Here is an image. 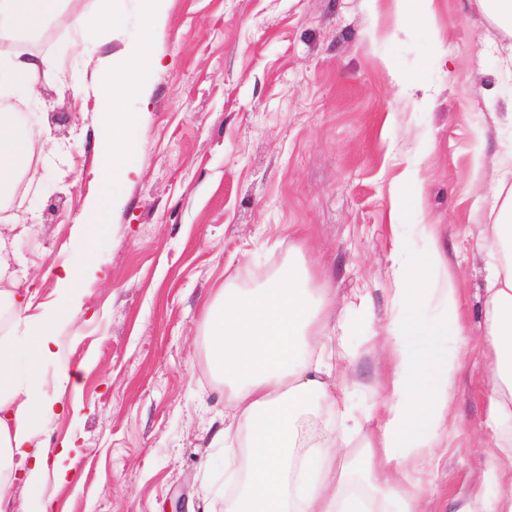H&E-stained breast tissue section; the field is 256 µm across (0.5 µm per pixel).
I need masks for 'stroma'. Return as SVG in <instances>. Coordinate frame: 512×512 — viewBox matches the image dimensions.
I'll return each instance as SVG.
<instances>
[{
  "instance_id": "stroma-1",
  "label": "stroma",
  "mask_w": 512,
  "mask_h": 512,
  "mask_svg": "<svg viewBox=\"0 0 512 512\" xmlns=\"http://www.w3.org/2000/svg\"><path fill=\"white\" fill-rule=\"evenodd\" d=\"M124 8L122 24L87 32L93 54L74 55V33L55 22L20 43L60 71L39 76L38 98L22 105L34 165L0 210V339L18 334L20 304L37 321L66 305L63 267L98 273L55 324L57 358L35 369L37 387L65 410L34 422L47 474L11 481L14 512L47 499L51 512H168L181 497L192 512H224L198 491L205 479L224 483L209 435L224 391L207 366L203 311L225 282L253 287L295 249L312 287L333 293L322 322L345 313L352 324L347 380L361 427L342 453L360 460L389 370L393 239L420 249L418 222L436 228L470 338L457 407L423 476L429 512H451L494 461L481 396L490 365L480 231L493 186L512 180L504 35L476 0H432L424 15L399 0H162L149 24L137 0ZM142 40L159 64L132 101L137 171L91 246L75 226L100 190L95 142L106 131L93 99L70 84ZM408 167L424 183L419 214L398 182Z\"/></svg>"
}]
</instances>
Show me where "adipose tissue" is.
<instances>
[{
  "instance_id": "obj_1",
  "label": "adipose tissue",
  "mask_w": 512,
  "mask_h": 512,
  "mask_svg": "<svg viewBox=\"0 0 512 512\" xmlns=\"http://www.w3.org/2000/svg\"><path fill=\"white\" fill-rule=\"evenodd\" d=\"M122 0H96L93 14L67 12L65 0H0V51L12 50L8 80L26 96L51 60L15 50L24 35L61 21L74 31L89 24L114 27L123 20ZM155 58L147 43L121 55L100 58L92 81L74 80V94L94 96L109 136L100 144L92 199L78 236L96 241L104 232L112 202L134 172L133 143L138 113L127 99L150 81ZM17 116L0 107V199L32 164V152L16 132ZM421 251L407 254L395 240L391 276L401 300L425 303L430 317L396 314L384 346L391 360L387 396L377 431L367 443L359 492L346 491L336 475L345 439L359 427L347 396H335L329 381L349 363L350 325L339 319L334 334L321 324L330 306L329 289L308 288L297 257H289L264 284L241 288L225 284L203 314L206 361L224 388L225 415L211 439L225 462L242 458V475H230L234 492L224 512H428L427 493L412 477L432 462L448 414L456 405L457 353L467 343L457 283L443 275V252L433 225L417 224ZM491 257L485 302L486 343L491 375L483 389L485 425L493 433L512 424V190L495 212L486 237ZM56 315L47 316L21 344L0 341V472H26L41 479L42 462H30L27 448L36 420L58 415L63 406L46 398L21 372L54 355ZM339 409L335 431L312 444L301 436V422L316 405ZM456 512H512V447L498 445L495 461L483 473L482 488L461 500Z\"/></svg>"
}]
</instances>
